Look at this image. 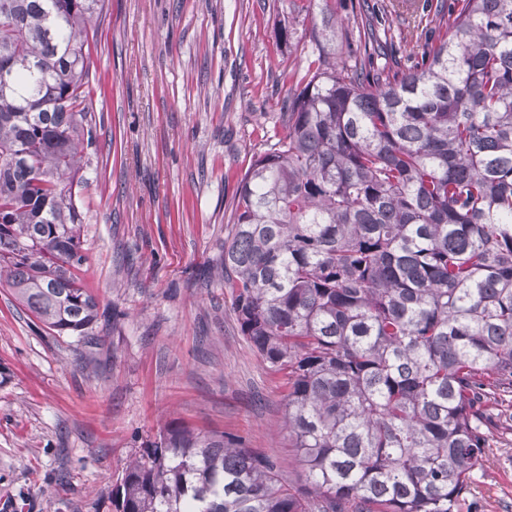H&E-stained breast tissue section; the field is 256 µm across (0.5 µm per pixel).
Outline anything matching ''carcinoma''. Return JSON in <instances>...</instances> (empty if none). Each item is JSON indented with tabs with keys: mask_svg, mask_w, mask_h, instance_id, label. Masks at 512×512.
<instances>
[{
	"mask_svg": "<svg viewBox=\"0 0 512 512\" xmlns=\"http://www.w3.org/2000/svg\"><path fill=\"white\" fill-rule=\"evenodd\" d=\"M437 0L407 65L376 9L363 52L288 98L239 182L220 277L242 336L288 376L305 475L242 437L167 424L109 492L115 512H462L512 408V0ZM104 0H0V283L90 339L83 212L89 25Z\"/></svg>",
	"mask_w": 512,
	"mask_h": 512,
	"instance_id": "obj_1",
	"label": "carcinoma"
}]
</instances>
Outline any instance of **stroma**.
Returning a JSON list of instances; mask_svg holds the SVG:
<instances>
[{"label":"stroma","mask_w":512,"mask_h":512,"mask_svg":"<svg viewBox=\"0 0 512 512\" xmlns=\"http://www.w3.org/2000/svg\"><path fill=\"white\" fill-rule=\"evenodd\" d=\"M403 54L434 25L371 0ZM359 0H336V54L356 52ZM299 0H106L91 31L77 275L105 319L92 342L55 336L0 285V512H112L128 460L168 423L245 437L302 483L284 373L241 335L218 272L241 176L283 132L315 53ZM468 512H512V431L471 478Z\"/></svg>","instance_id":"35a3bbf8"}]
</instances>
